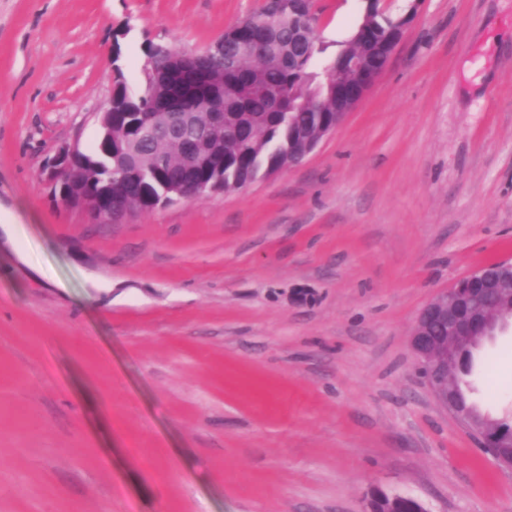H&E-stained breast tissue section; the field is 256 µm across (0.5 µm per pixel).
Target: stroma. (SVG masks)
Masks as SVG:
<instances>
[{
  "mask_svg": "<svg viewBox=\"0 0 512 512\" xmlns=\"http://www.w3.org/2000/svg\"><path fill=\"white\" fill-rule=\"evenodd\" d=\"M265 0H0V512H512V470L415 371L408 336L512 258V0L412 13L385 70L300 165L109 224L47 163L97 136L146 44L201 51ZM366 0H314L328 54ZM111 283L95 288L93 278ZM512 415V334L469 377ZM408 502L412 509L409 512H427L421 503L411 497L396 494L389 495L384 492L373 495L368 512H406L403 511V508Z\"/></svg>",
  "mask_w": 512,
  "mask_h": 512,
  "instance_id": "35a3bbf8",
  "label": "stroma"
}]
</instances>
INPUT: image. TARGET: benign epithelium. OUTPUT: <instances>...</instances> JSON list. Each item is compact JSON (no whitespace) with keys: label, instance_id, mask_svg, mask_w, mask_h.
<instances>
[{"label":"benign epithelium","instance_id":"obj_1","mask_svg":"<svg viewBox=\"0 0 512 512\" xmlns=\"http://www.w3.org/2000/svg\"><path fill=\"white\" fill-rule=\"evenodd\" d=\"M272 3L277 11L288 10L293 19L312 12L310 0H272ZM409 21L406 15L399 17L396 26L380 38L377 54L383 64H388ZM350 66L356 73L355 80L336 83V121L314 134L303 128L296 129L288 137V159L279 163L276 171L300 164L325 136L336 131L383 72V68L373 67L367 56L353 59ZM202 104L206 108L207 125L224 132V120L229 117L224 111V100L206 96ZM190 128V113L180 107L172 105L164 113L159 130L165 148L153 156L152 164L160 170L174 167L182 176L159 187L156 208L178 199L202 198L224 190V177L220 176L224 170L222 156L211 149L210 142L188 135ZM87 154L88 151L78 145L62 148L50 166L51 184L63 203L85 210L96 220L115 222L126 216L132 206L112 194L110 176L100 180L95 189L88 187L85 171L78 167ZM202 170L215 173V177L209 182L197 180L195 174ZM508 308L512 310V261L503 260L483 266L437 295L420 311L409 336L417 372L434 399L466 424L485 448L498 447L493 429L485 423L473 422L460 409L453 389L448 387V377L454 364L478 339L495 336L512 325L504 318ZM407 503L412 512H427L411 497L384 492L373 495L368 512H403Z\"/></svg>","mask_w":512,"mask_h":512}]
</instances>
